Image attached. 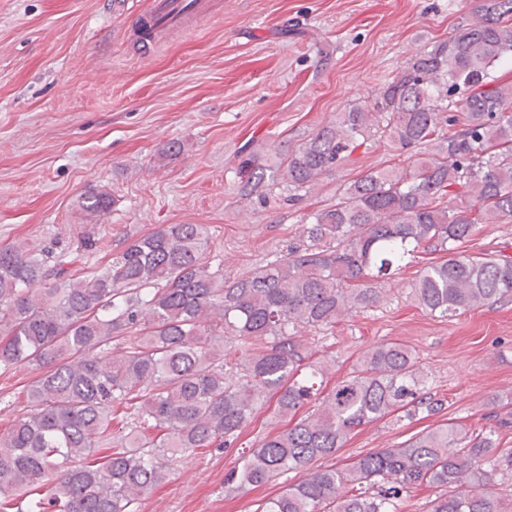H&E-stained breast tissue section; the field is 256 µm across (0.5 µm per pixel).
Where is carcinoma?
Instances as JSON below:
<instances>
[{
    "instance_id": "obj_1",
    "label": "carcinoma",
    "mask_w": 512,
    "mask_h": 512,
    "mask_svg": "<svg viewBox=\"0 0 512 512\" xmlns=\"http://www.w3.org/2000/svg\"><path fill=\"white\" fill-rule=\"evenodd\" d=\"M473 19L417 52L375 97L288 152L243 150L238 193L281 184L297 201L372 135L402 150L441 136L410 170L369 169L308 216L285 253L228 280L206 257L205 224H161L107 264L72 277L49 251L0 248V371L39 370L0 433V512H137L166 483L170 456L236 447L265 408L285 427L240 453L228 492L267 485L336 455L361 426L440 410L415 350L388 340L328 385L303 336L377 307L382 281L418 250L439 254L412 285L448 319L512 297V258L460 246L480 224H512V0H470ZM109 196L77 208L102 215ZM507 418L425 430L346 466L316 469L260 512H512Z\"/></svg>"
}]
</instances>
